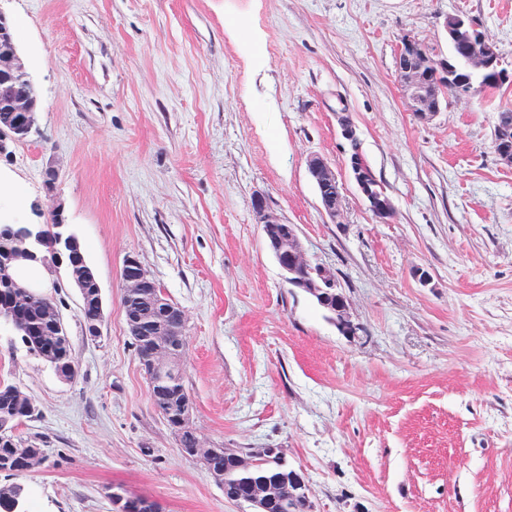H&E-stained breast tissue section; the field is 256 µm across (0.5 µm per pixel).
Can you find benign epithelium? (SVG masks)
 Instances as JSON below:
<instances>
[{
	"label": "benign epithelium",
	"instance_id": "7a95c632",
	"mask_svg": "<svg viewBox=\"0 0 512 512\" xmlns=\"http://www.w3.org/2000/svg\"><path fill=\"white\" fill-rule=\"evenodd\" d=\"M444 27L448 37L463 51L464 70L475 77L487 76L489 82L495 85H502L509 80L508 74L502 68L497 46L489 40L481 26L465 15L454 14L445 19ZM432 72L441 74L445 83L457 87L462 96L478 91L473 81L460 77V70L450 62L435 58L421 43L405 41L397 57L396 74L407 92L411 110L423 122L430 120L439 111L437 94L425 83V77ZM1 104L7 105L8 111L16 115V121L10 128H0V153L8 145L28 138L35 126L38 112L37 94L31 87L18 47L10 33L9 17L0 10ZM307 170L317 187L323 211L331 221H336L342 210L341 196L331 191V187L338 182L336 172L320 156L309 158ZM351 174L370 210L384 216L389 215L390 202L365 165H351ZM253 209L257 223L262 226L267 246L288 285L307 293L313 300L319 301L321 306L329 309L341 333H354L356 327L350 319L347 296L330 271L311 264L306 258L297 226L282 223L269 209L266 198L261 194L254 196ZM57 244L56 261L51 267L66 266L68 276L79 289L82 306L90 303L103 305L100 284L87 267L79 238L75 235L67 239L60 238ZM0 253L7 255L14 264L38 259V255L23 244L9 248L0 246ZM121 281L126 302L138 305L152 303L169 314L177 313L178 321L167 327L150 325L147 313L140 308L128 312L126 318L128 335L141 345L138 359L150 389L165 391L182 378L183 363L177 351L180 350V327L185 321V313L167 298L136 256L129 255L125 258ZM192 414L193 404L180 402L176 420L170 424V430L175 436L179 437L184 431L193 429ZM219 452L221 449L212 448L198 440L187 456L208 468L211 476L220 482L223 480V473L210 469L212 456ZM285 487L283 479L274 473L258 480L247 478L243 482V491L237 503L248 505L250 512H271L289 499L310 502L309 488L301 475L292 474L291 488L288 489L286 497L282 495ZM110 496L113 512H161L156 501L133 493L121 485L113 486Z\"/></svg>",
	"mask_w": 512,
	"mask_h": 512
}]
</instances>
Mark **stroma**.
<instances>
[{
  "instance_id": "obj_1",
  "label": "stroma",
  "mask_w": 512,
  "mask_h": 512,
  "mask_svg": "<svg viewBox=\"0 0 512 512\" xmlns=\"http://www.w3.org/2000/svg\"><path fill=\"white\" fill-rule=\"evenodd\" d=\"M39 95L0 154V223L62 205L102 290L99 337L49 273L74 347L60 379L0 327V382L37 405L16 429L48 460L37 512H113L112 485L163 512H248L184 458L127 334L121 268L139 258L186 315L184 384L209 445L281 449L315 512H512V166L492 147L512 91L447 97L418 121L404 40L439 58L448 15L482 25L512 73V0H0ZM389 198L354 185L343 123ZM335 169L340 223L310 155ZM58 169L50 180L49 169ZM296 225L357 330L288 287L255 195ZM307 170L312 182L318 190L319 200L323 211L336 223V218L340 216L342 210L341 196L333 194L331 186H336L338 182L336 172L320 156H312L308 160ZM339 185L336 186V193H340Z\"/></svg>"
}]
</instances>
